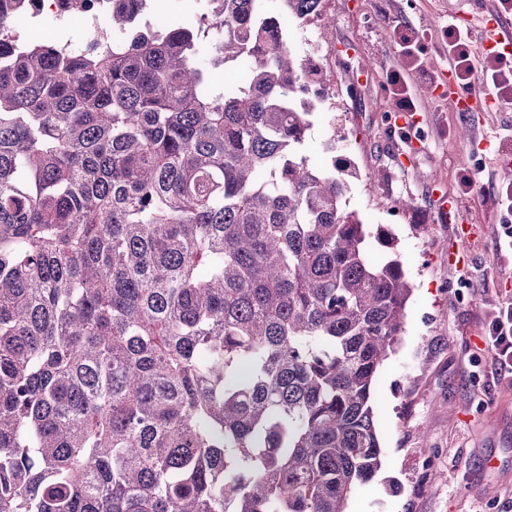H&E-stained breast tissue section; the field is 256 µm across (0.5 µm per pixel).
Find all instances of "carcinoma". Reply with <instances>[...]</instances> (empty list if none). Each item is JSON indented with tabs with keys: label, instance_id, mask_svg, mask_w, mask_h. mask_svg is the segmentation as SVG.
<instances>
[{
	"label": "carcinoma",
	"instance_id": "obj_1",
	"mask_svg": "<svg viewBox=\"0 0 512 512\" xmlns=\"http://www.w3.org/2000/svg\"><path fill=\"white\" fill-rule=\"evenodd\" d=\"M322 4L112 0L66 53L0 0V512H347L381 469L412 288L305 149ZM94 1L95 5L82 13L83 26L98 40L103 37L104 44L112 48V41L118 39V35L112 32V10L102 3L105 0Z\"/></svg>",
	"mask_w": 512,
	"mask_h": 512
}]
</instances>
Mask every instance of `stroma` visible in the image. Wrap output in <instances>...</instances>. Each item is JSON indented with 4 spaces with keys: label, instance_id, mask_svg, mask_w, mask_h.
<instances>
[{
    "label": "stroma",
    "instance_id": "1",
    "mask_svg": "<svg viewBox=\"0 0 512 512\" xmlns=\"http://www.w3.org/2000/svg\"><path fill=\"white\" fill-rule=\"evenodd\" d=\"M491 0H324L332 24H292L299 55L326 68L336 96L306 148L322 164L356 169L343 198L371 229L393 234L413 291L405 329L380 368L374 421L383 466L349 512H512V373L498 370L484 324L512 299V249L483 193L512 181V107L457 111L438 91L448 69L441 29L457 12L474 42ZM423 35L422 69L408 66L394 32ZM401 71L417 110L397 126L388 81ZM481 172V188L459 190ZM448 200L459 219L439 215Z\"/></svg>",
    "mask_w": 512,
    "mask_h": 512
}]
</instances>
